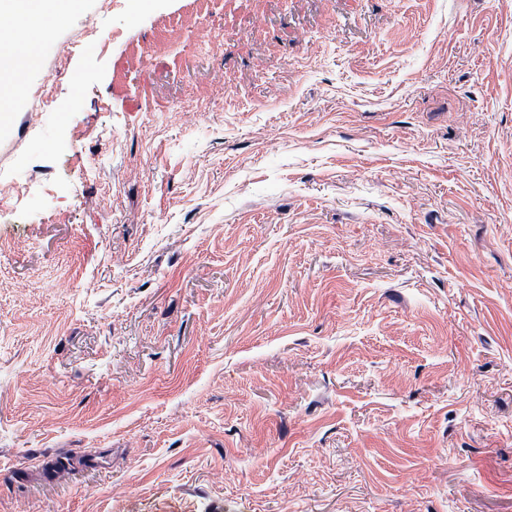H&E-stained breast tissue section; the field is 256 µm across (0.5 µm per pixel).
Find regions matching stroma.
Returning a JSON list of instances; mask_svg holds the SVG:
<instances>
[{
	"mask_svg": "<svg viewBox=\"0 0 512 512\" xmlns=\"http://www.w3.org/2000/svg\"><path fill=\"white\" fill-rule=\"evenodd\" d=\"M45 27L0 124V512H512V0Z\"/></svg>",
	"mask_w": 512,
	"mask_h": 512,
	"instance_id": "obj_1",
	"label": "stroma"
}]
</instances>
